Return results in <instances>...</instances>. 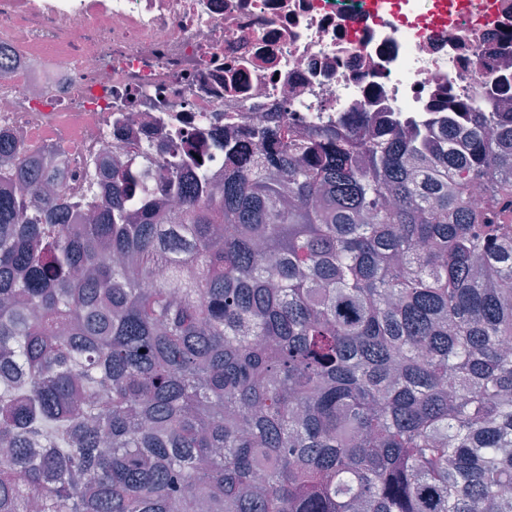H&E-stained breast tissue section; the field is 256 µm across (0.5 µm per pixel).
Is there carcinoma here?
<instances>
[{"label":"carcinoma","mask_w":512,"mask_h":512,"mask_svg":"<svg viewBox=\"0 0 512 512\" xmlns=\"http://www.w3.org/2000/svg\"><path fill=\"white\" fill-rule=\"evenodd\" d=\"M512 79L430 134L251 131L172 212L0 130V512H512ZM496 131L485 137L487 128ZM167 267L152 280L156 265Z\"/></svg>","instance_id":"obj_1"}]
</instances>
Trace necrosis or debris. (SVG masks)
Segmentation results:
<instances>
[{"mask_svg": "<svg viewBox=\"0 0 512 512\" xmlns=\"http://www.w3.org/2000/svg\"><path fill=\"white\" fill-rule=\"evenodd\" d=\"M511 16L512 0H0V43L63 73L1 78L0 129L31 154L55 145L72 195L105 151L161 159L198 136L220 184L257 126L305 136L364 112L440 127L444 92L485 91L461 58L495 53L494 77L512 76L492 37Z\"/></svg>", "mask_w": 512, "mask_h": 512, "instance_id": "1", "label": "necrosis or debris"}]
</instances>
